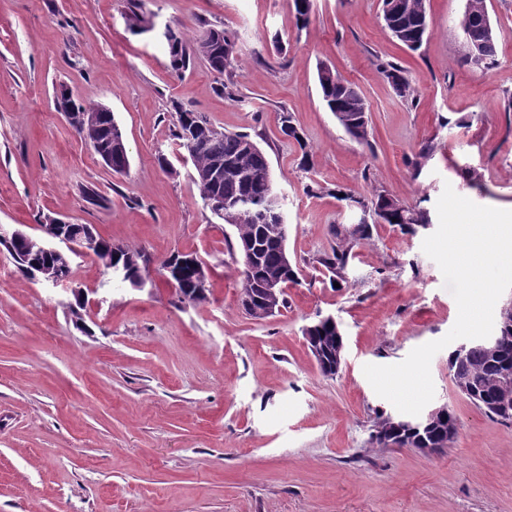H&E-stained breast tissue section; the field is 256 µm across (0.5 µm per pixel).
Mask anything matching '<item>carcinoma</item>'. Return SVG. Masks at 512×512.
Returning a JSON list of instances; mask_svg holds the SVG:
<instances>
[{
	"instance_id": "carcinoma-1",
	"label": "carcinoma",
	"mask_w": 512,
	"mask_h": 512,
	"mask_svg": "<svg viewBox=\"0 0 512 512\" xmlns=\"http://www.w3.org/2000/svg\"><path fill=\"white\" fill-rule=\"evenodd\" d=\"M382 14L391 15L392 36L410 50L419 49L429 35V22L425 0H382ZM491 19L486 0H470L465 10L461 28L470 32L476 42L479 57L463 55V61L473 68L489 71L497 65V51L494 34L488 33ZM170 49V66L176 72L188 69L191 60L199 56L209 68L219 74H229L236 61L237 46L234 38L226 31L216 28L203 30L187 45L183 33L174 28L163 32ZM382 74L392 84L398 95L409 98L411 86L404 70L389 64ZM317 80L322 98L339 124L354 139L367 142L368 109L357 88L330 67L317 68ZM67 107L73 112H96L97 123L87 127L83 136L98 141L106 134L109 119L98 107L86 108L71 101ZM178 114L175 137L180 146L187 150L193 164L192 181L201 198L224 223L236 229L237 241L254 242L259 262L247 274L239 272L240 288H260L269 277H276L283 284L298 281V269L285 255L280 244V216L284 215L281 198L269 185L267 172L270 162L267 154L258 146H248L251 138L247 134L221 131L196 112H189L174 106ZM280 131L289 140L295 141L301 151V166L311 167L312 154L294 123L293 118L282 113ZM343 194L341 200L355 203L370 210L374 224H393L403 230H410L415 224L425 225L429 218L424 211H414L398 200L378 194L366 200L343 188H336L335 194ZM369 224H360L343 236L331 251L324 253L319 264L331 274L334 282L346 281L348 260L357 241L367 236ZM106 251L115 253V261L126 264L135 274L146 271V259L140 252L122 245L102 241ZM21 249L31 258L62 276L72 275L70 264L63 257L47 253L37 244H23ZM311 333L319 337V344L325 362H334L340 347V327L321 319L308 324ZM502 346L494 354L479 344L472 345L465 357L456 387H464L470 401L485 409L489 415L500 421L512 423V417L499 413L498 381L504 370L512 369V324L501 329Z\"/></svg>"
}]
</instances>
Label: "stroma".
I'll return each mask as SVG.
<instances>
[{"label": "stroma", "instance_id": "1", "mask_svg": "<svg viewBox=\"0 0 512 512\" xmlns=\"http://www.w3.org/2000/svg\"><path fill=\"white\" fill-rule=\"evenodd\" d=\"M136 1L150 30L131 23ZM486 4L498 64L483 72L462 60L466 0H427L431 35L414 52L385 28L381 0H314L301 29L294 0H0V224L33 236L50 217L90 224L148 260L141 289L110 281L90 256L52 287L0 254V512H512V424L458 390L448 350L431 361L432 404L459 426L435 455L371 443L398 411L363 373L456 322L422 250L444 187L512 210V0ZM169 26L189 42L206 28L234 36V98L204 60L172 71ZM387 62L405 70L411 99L380 72ZM321 63L364 98L367 143L325 107ZM62 90L112 111L126 172L58 111ZM180 108L268 154L300 275L266 319L241 306L235 232L191 180L174 137ZM284 112L312 172L280 133ZM338 186L390 194L429 224L371 225L336 285L319 259L351 228ZM175 252L206 263L205 300L179 301L162 267ZM76 289L87 302L75 314ZM319 313L344 337L333 377L302 333ZM280 131L288 140H294L302 151L301 166L303 169L310 168L312 165V154L308 145L300 133L299 128L294 123L293 118L288 113H282L280 116Z\"/></svg>", "mask_w": 512, "mask_h": 512}]
</instances>
